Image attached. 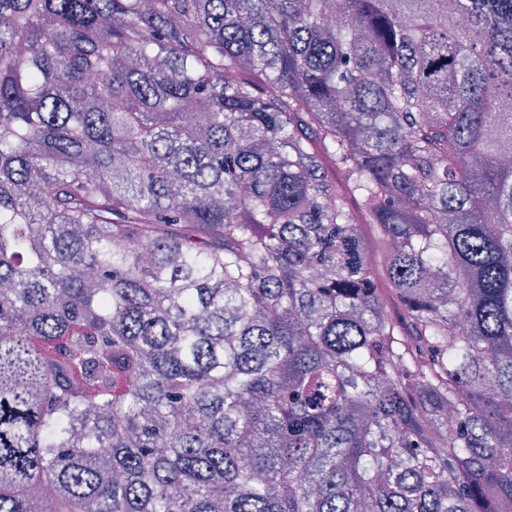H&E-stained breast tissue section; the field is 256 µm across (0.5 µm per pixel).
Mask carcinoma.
Listing matches in <instances>:
<instances>
[{
  "label": "carcinoma",
  "mask_w": 512,
  "mask_h": 512,
  "mask_svg": "<svg viewBox=\"0 0 512 512\" xmlns=\"http://www.w3.org/2000/svg\"><path fill=\"white\" fill-rule=\"evenodd\" d=\"M510 154L512 0H0V512H512Z\"/></svg>",
  "instance_id": "carcinoma-1"
}]
</instances>
